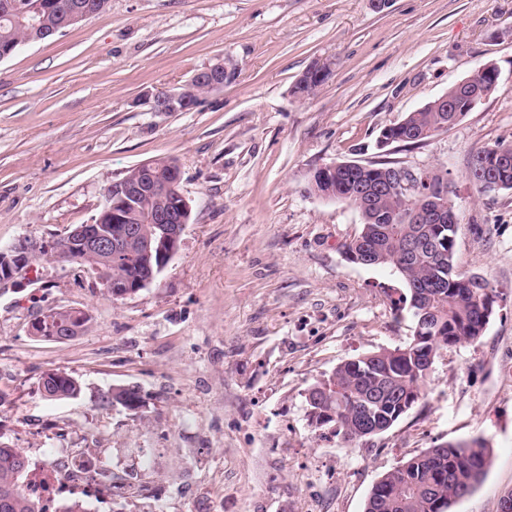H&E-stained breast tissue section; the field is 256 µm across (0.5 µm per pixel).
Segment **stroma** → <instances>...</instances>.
Here are the masks:
<instances>
[{
    "instance_id": "1",
    "label": "stroma",
    "mask_w": 512,
    "mask_h": 512,
    "mask_svg": "<svg viewBox=\"0 0 512 512\" xmlns=\"http://www.w3.org/2000/svg\"><path fill=\"white\" fill-rule=\"evenodd\" d=\"M227 60L223 89L186 112L151 95ZM328 64L318 93L295 82ZM489 97L416 146L381 131L482 64ZM512 144V0H110L106 12L0 60V247L87 224L103 189L169 157L191 218L178 252L136 294L112 299L78 266L33 260L0 283V441L92 453L131 485L111 512H364L373 485L427 448L485 439L491 465L453 512H499L512 491V190L467 179L479 149ZM380 160L454 186L458 272L489 280L482 337L441 350L423 397L356 442L315 427L308 390L339 365L410 343L389 269L351 262L352 204L307 191L313 171ZM60 306L91 317L69 340L31 320ZM62 371L79 397L49 401ZM139 388L142 408L104 404ZM159 486L160 502L138 494ZM39 391L47 400L68 399L81 393V385L77 379L65 372H49L43 377Z\"/></svg>"
}]
</instances>
